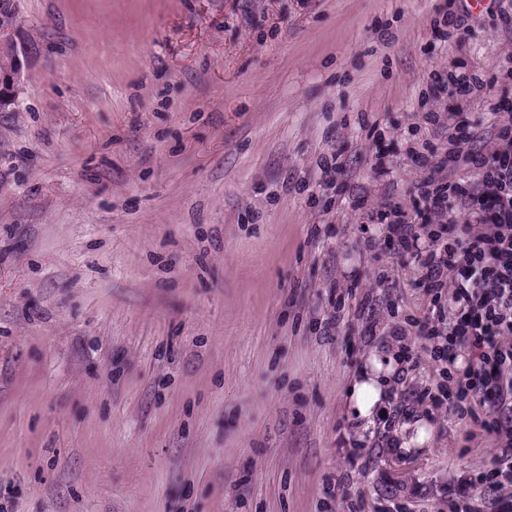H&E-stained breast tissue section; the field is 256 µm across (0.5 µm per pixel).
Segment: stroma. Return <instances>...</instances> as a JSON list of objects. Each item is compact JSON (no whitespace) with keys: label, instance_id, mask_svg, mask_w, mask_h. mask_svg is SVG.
Masks as SVG:
<instances>
[{"label":"stroma","instance_id":"stroma-1","mask_svg":"<svg viewBox=\"0 0 512 512\" xmlns=\"http://www.w3.org/2000/svg\"><path fill=\"white\" fill-rule=\"evenodd\" d=\"M13 3L37 54L0 112V512H459L497 448L416 404L424 291L362 215L445 144L435 79L512 54V0L446 38L448 0ZM377 372L388 448L349 398ZM321 166L322 182L320 185L325 187L331 183H335L338 176H342L346 172L343 150L339 149L336 150L335 153H332L330 160L325 157Z\"/></svg>","mask_w":512,"mask_h":512}]
</instances>
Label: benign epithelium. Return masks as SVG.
<instances>
[{
	"label": "benign epithelium",
	"mask_w": 512,
	"mask_h": 512,
	"mask_svg": "<svg viewBox=\"0 0 512 512\" xmlns=\"http://www.w3.org/2000/svg\"><path fill=\"white\" fill-rule=\"evenodd\" d=\"M37 53L35 44L19 36L16 16L0 12V112L16 110L25 67Z\"/></svg>",
	"instance_id": "obj_1"
}]
</instances>
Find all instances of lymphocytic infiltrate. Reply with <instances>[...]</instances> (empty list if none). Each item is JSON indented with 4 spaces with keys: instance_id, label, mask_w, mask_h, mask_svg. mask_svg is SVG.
<instances>
[{
    "instance_id": "1",
    "label": "lymphocytic infiltrate",
    "mask_w": 512,
    "mask_h": 512,
    "mask_svg": "<svg viewBox=\"0 0 512 512\" xmlns=\"http://www.w3.org/2000/svg\"><path fill=\"white\" fill-rule=\"evenodd\" d=\"M429 120L447 147L411 152L424 174L408 203L384 200L367 221L385 225L430 296L414 328L453 387L418 403L471 419L499 449L489 472L449 483L452 501L466 502L512 487V113L461 104Z\"/></svg>"
}]
</instances>
